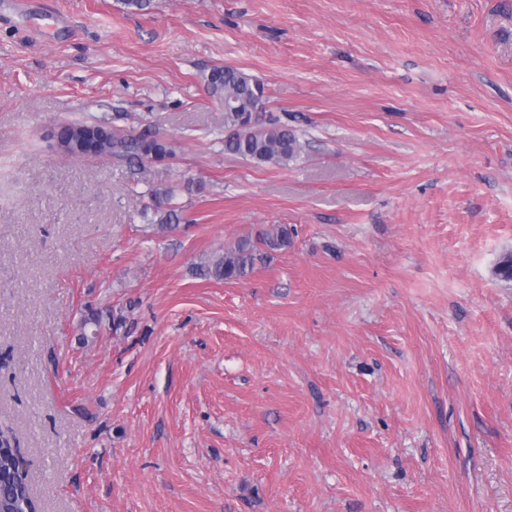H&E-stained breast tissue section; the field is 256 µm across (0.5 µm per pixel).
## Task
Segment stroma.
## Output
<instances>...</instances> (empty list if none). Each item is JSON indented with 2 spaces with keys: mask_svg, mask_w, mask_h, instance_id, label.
<instances>
[{
  "mask_svg": "<svg viewBox=\"0 0 512 512\" xmlns=\"http://www.w3.org/2000/svg\"><path fill=\"white\" fill-rule=\"evenodd\" d=\"M11 2L0 423L40 512H512V0ZM217 65L297 161L225 153ZM74 119L175 154L65 157ZM256 245L250 238H242L233 246L225 248L222 254L210 259L199 267V275L215 280H232L252 271L260 257Z\"/></svg>",
  "mask_w": 512,
  "mask_h": 512,
  "instance_id": "1",
  "label": "stroma"
}]
</instances>
